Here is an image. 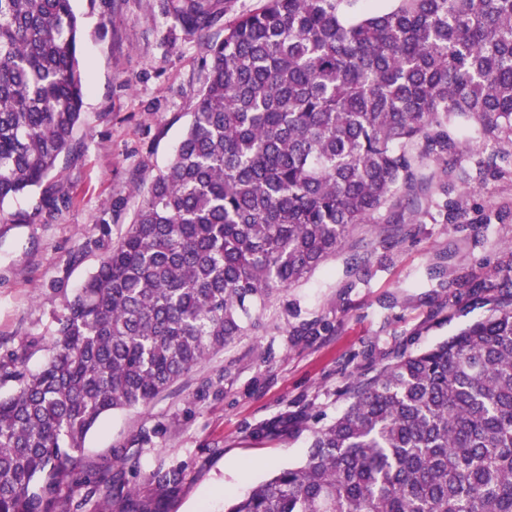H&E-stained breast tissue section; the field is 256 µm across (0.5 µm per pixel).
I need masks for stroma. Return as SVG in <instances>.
Segmentation results:
<instances>
[{
	"label": "stroma",
	"instance_id": "stroma-1",
	"mask_svg": "<svg viewBox=\"0 0 512 512\" xmlns=\"http://www.w3.org/2000/svg\"><path fill=\"white\" fill-rule=\"evenodd\" d=\"M260 4L220 0L200 34L168 14L167 0H73L87 89L76 141L52 177L67 202L32 224H0V360L22 356L31 372L48 362L66 299L98 266L103 243L124 234L140 190L186 128L206 75L205 41ZM458 139L455 153L419 165L415 201L358 226L307 281L280 290L258 311L257 331L148 405L104 416L83 464L125 459L128 487L144 495L158 469L183 467L162 512H224L225 494L304 460L314 424L343 410L351 380L484 317L495 296L473 297L470 286L512 264V138L488 145L466 128ZM450 199L464 205L455 224ZM444 280L461 286L448 293ZM283 417L287 431L250 437Z\"/></svg>",
	"mask_w": 512,
	"mask_h": 512
}]
</instances>
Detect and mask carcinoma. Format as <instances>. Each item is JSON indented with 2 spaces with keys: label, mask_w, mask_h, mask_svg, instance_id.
<instances>
[{
  "label": "carcinoma",
  "mask_w": 512,
  "mask_h": 512,
  "mask_svg": "<svg viewBox=\"0 0 512 512\" xmlns=\"http://www.w3.org/2000/svg\"><path fill=\"white\" fill-rule=\"evenodd\" d=\"M219 0H169L203 31ZM263 0L207 43L199 101L121 238L56 318L37 373L0 396V512H78L123 487L80 464L106 414L148 404L336 257L416 163L512 136V0ZM72 0H0V223L56 208L81 124ZM40 193L32 212L4 206ZM490 313L350 385L297 466L224 512H512V265ZM184 479L159 469L158 496ZM122 512H160L129 494Z\"/></svg>",
  "instance_id": "1"
}]
</instances>
